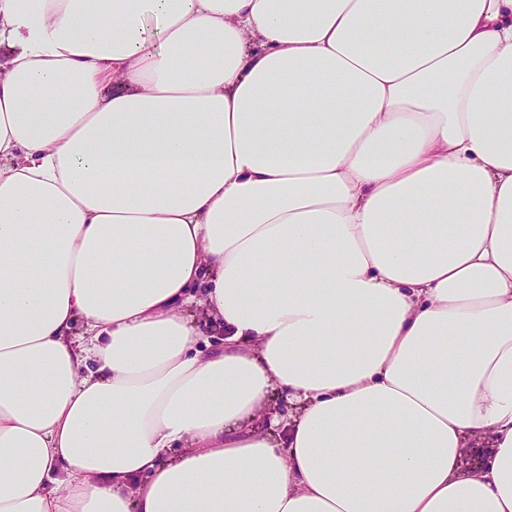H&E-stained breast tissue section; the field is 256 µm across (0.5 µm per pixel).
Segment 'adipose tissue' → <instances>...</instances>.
I'll use <instances>...</instances> for the list:
<instances>
[{
	"label": "adipose tissue",
	"instance_id": "obj_1",
	"mask_svg": "<svg viewBox=\"0 0 512 512\" xmlns=\"http://www.w3.org/2000/svg\"><path fill=\"white\" fill-rule=\"evenodd\" d=\"M0 512H512V0H0ZM195 297L193 303L186 307V311L190 319L194 320L195 325L199 328L204 335L209 338L212 345L223 346L224 344V331L211 324L208 314L206 313L205 306L200 303L202 295L200 289L194 293ZM270 403L275 405L277 403L276 413L272 415L278 422V426L275 427L277 432H282L283 429L291 423L299 414L300 402L288 395V392L282 389H277L272 394Z\"/></svg>",
	"mask_w": 512,
	"mask_h": 512
}]
</instances>
